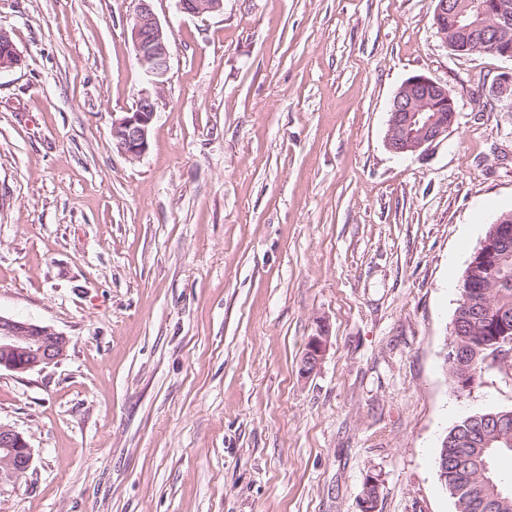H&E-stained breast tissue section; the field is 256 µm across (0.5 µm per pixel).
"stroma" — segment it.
<instances>
[{
    "label": "stroma",
    "mask_w": 512,
    "mask_h": 512,
    "mask_svg": "<svg viewBox=\"0 0 512 512\" xmlns=\"http://www.w3.org/2000/svg\"><path fill=\"white\" fill-rule=\"evenodd\" d=\"M170 48L148 149L112 147L144 86L134 0H0V312L70 339L0 371L34 460L0 512H454L462 418L512 408L444 363L462 273L512 211V61L454 56L432 0H152ZM448 85L426 152L385 143L407 78ZM319 369L299 363L318 321ZM178 5L182 13L194 17L221 12L224 9L223 0H178ZM21 55L8 31L0 28V74L20 64Z\"/></svg>",
    "instance_id": "stroma-1"
}]
</instances>
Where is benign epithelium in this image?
I'll return each mask as SVG.
<instances>
[{
	"label": "benign epithelium",
	"instance_id": "1",
	"mask_svg": "<svg viewBox=\"0 0 512 512\" xmlns=\"http://www.w3.org/2000/svg\"><path fill=\"white\" fill-rule=\"evenodd\" d=\"M434 4V28L449 51L472 54L491 46L494 53L512 59V3L509 0H434ZM178 5L182 13L199 17L223 11L224 0H178ZM449 16L455 22L452 29L443 25ZM128 35L148 88L141 90L130 110L112 113L111 133L112 148L128 160L136 161L148 149L149 132L157 114L154 91L164 84L169 71L168 38L153 12L151 0H137L135 23L128 27ZM20 61V52L10 33L0 28V73L12 70ZM492 88L502 110L512 112V73L499 76ZM389 112L386 146L396 154H415L445 138L455 122L457 102L448 86L424 75H415L397 90ZM492 227V233L473 255L474 264L483 270L503 265L512 255V217L499 216ZM489 294V286L481 277L471 278L463 292L466 313L456 315L453 328L464 326L466 319L484 320L491 335L484 337L482 348L487 351V359L499 366L512 357V315L505 312L488 315ZM329 340V326L321 320L302 357L301 376L309 377L318 369ZM69 343L67 336L48 325L0 313V369L23 374L55 364L63 358ZM445 358L459 371L456 389H470L474 380L466 370L464 344H449ZM511 419L512 415L505 412L492 415L458 437L454 451L460 458V467L456 471H448L445 462L448 444H443L444 461L438 467L441 483L446 484L457 474L469 472L468 448L491 444L487 432L507 428ZM32 460V448L25 437L14 428L0 424V488L27 473ZM378 493V478L366 475L362 512H375Z\"/></svg>",
	"mask_w": 512,
	"mask_h": 512
}]
</instances>
